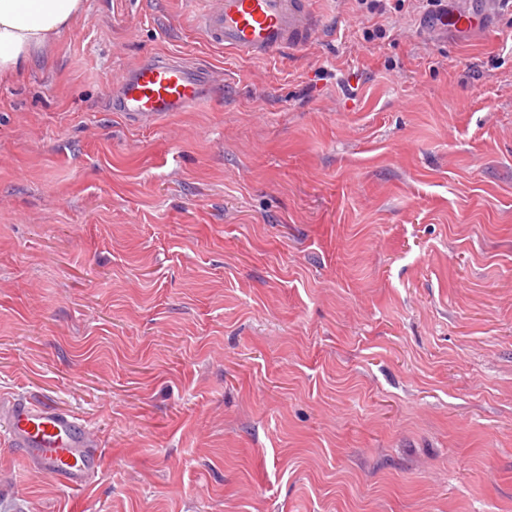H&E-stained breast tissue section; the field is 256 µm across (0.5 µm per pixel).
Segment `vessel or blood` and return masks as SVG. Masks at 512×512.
Segmentation results:
<instances>
[{
  "label": "vessel or blood",
  "mask_w": 512,
  "mask_h": 512,
  "mask_svg": "<svg viewBox=\"0 0 512 512\" xmlns=\"http://www.w3.org/2000/svg\"><path fill=\"white\" fill-rule=\"evenodd\" d=\"M500 0H455L433 19L436 28L467 30L488 22ZM194 29L204 43L247 57H265L307 44L318 33L305 0H197ZM208 71L168 55L147 56L116 80L111 109L144 124L204 105ZM6 421L14 447L43 475L83 486L101 466L93 433L73 415L30 399L10 402Z\"/></svg>",
  "instance_id": "b4317fda"
}]
</instances>
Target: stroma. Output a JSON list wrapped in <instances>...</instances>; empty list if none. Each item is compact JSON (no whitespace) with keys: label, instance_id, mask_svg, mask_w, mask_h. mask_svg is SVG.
I'll list each match as a JSON object with an SVG mask.
<instances>
[{"label":"stroma","instance_id":"1","mask_svg":"<svg viewBox=\"0 0 512 512\" xmlns=\"http://www.w3.org/2000/svg\"><path fill=\"white\" fill-rule=\"evenodd\" d=\"M307 2L251 58L191 0H85L0 81V400L102 455L69 488L1 424L0 512H512V7ZM167 53L208 104L111 111ZM455 6L448 13L433 19V28L467 30L488 22L501 0H453Z\"/></svg>","mask_w":512,"mask_h":512}]
</instances>
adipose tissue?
Masks as SVG:
<instances>
[{
  "label": "adipose tissue",
  "instance_id": "adipose-tissue-1",
  "mask_svg": "<svg viewBox=\"0 0 512 512\" xmlns=\"http://www.w3.org/2000/svg\"><path fill=\"white\" fill-rule=\"evenodd\" d=\"M84 11V0H0V79L36 65Z\"/></svg>",
  "mask_w": 512,
  "mask_h": 512
}]
</instances>
